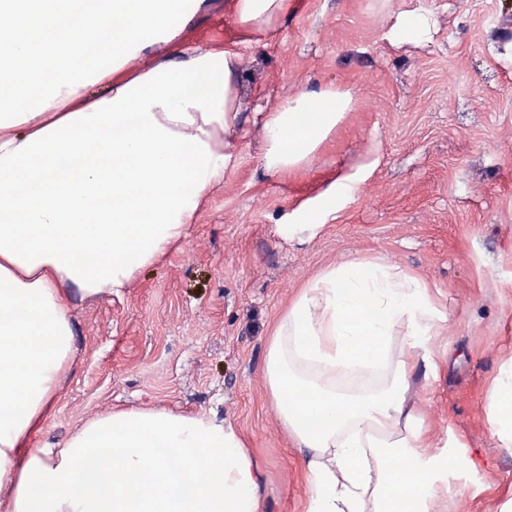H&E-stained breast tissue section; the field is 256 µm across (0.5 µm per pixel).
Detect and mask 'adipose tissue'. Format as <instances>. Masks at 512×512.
<instances>
[{"mask_svg":"<svg viewBox=\"0 0 512 512\" xmlns=\"http://www.w3.org/2000/svg\"><path fill=\"white\" fill-rule=\"evenodd\" d=\"M293 0H230L243 32ZM201 0H106L88 50L46 32L33 0H0V512H258L264 472L216 414L130 409L94 418L63 447L32 443L61 391L73 341L70 288L120 293L187 235L201 201L238 159L245 117L234 46L147 69ZM108 76L86 101L87 82ZM328 86L262 113L264 163L308 165L351 109ZM443 316L427 285L380 257L325 268L281 314L265 377L279 423L307 456V512H441L450 479L474 467L408 397L416 365L436 375ZM400 343H392L397 325ZM383 365L375 389L346 393L338 370ZM512 444V359L489 397Z\"/></svg>","mask_w":512,"mask_h":512,"instance_id":"adipose-tissue-1","label":"adipose tissue"}]
</instances>
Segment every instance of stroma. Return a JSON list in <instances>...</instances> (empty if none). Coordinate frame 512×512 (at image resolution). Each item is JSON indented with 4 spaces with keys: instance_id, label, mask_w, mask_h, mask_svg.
Masks as SVG:
<instances>
[{
    "instance_id": "1",
    "label": "stroma",
    "mask_w": 512,
    "mask_h": 512,
    "mask_svg": "<svg viewBox=\"0 0 512 512\" xmlns=\"http://www.w3.org/2000/svg\"><path fill=\"white\" fill-rule=\"evenodd\" d=\"M206 0L181 36L136 67L236 43L246 121L236 168L201 203L188 236L120 295L73 296V350L38 443L63 445L116 410L229 419L264 471L259 512H305L306 457L282 430L265 383L279 313L323 269L384 257L430 287L446 320L437 377L412 376L438 432L475 462L446 512H494L512 498V447L488 417L512 357V0H295L268 31L240 35ZM408 13L429 32L397 41ZM349 92L350 112L312 163L265 170L254 122L297 91ZM355 193L337 220L311 213L314 237L288 239L299 204L336 178Z\"/></svg>"
}]
</instances>
